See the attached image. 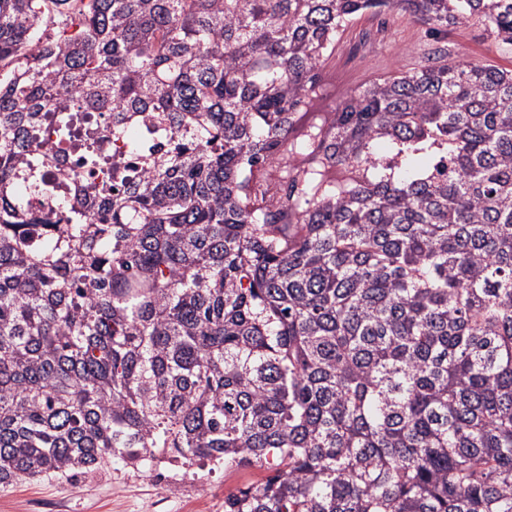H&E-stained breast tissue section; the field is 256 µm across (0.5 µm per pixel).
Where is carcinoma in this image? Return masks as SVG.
<instances>
[{
  "label": "carcinoma",
  "instance_id": "1",
  "mask_svg": "<svg viewBox=\"0 0 512 512\" xmlns=\"http://www.w3.org/2000/svg\"><path fill=\"white\" fill-rule=\"evenodd\" d=\"M385 10L512 47V0H0V485L206 460L267 472L224 512H512V70L438 50L293 135Z\"/></svg>",
  "mask_w": 512,
  "mask_h": 512
}]
</instances>
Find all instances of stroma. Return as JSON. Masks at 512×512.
I'll return each instance as SVG.
<instances>
[{
  "mask_svg": "<svg viewBox=\"0 0 512 512\" xmlns=\"http://www.w3.org/2000/svg\"><path fill=\"white\" fill-rule=\"evenodd\" d=\"M512 70V50L498 46L480 27H452L433 40L412 17L367 12L340 34L323 69L319 109L339 105L346 94L383 74L413 68L436 48ZM265 473L224 469L210 462H160L154 471L113 460L75 477L50 476L0 486V512H224V498Z\"/></svg>",
  "mask_w": 512,
  "mask_h": 512,
  "instance_id": "obj_1",
  "label": "stroma"
}]
</instances>
